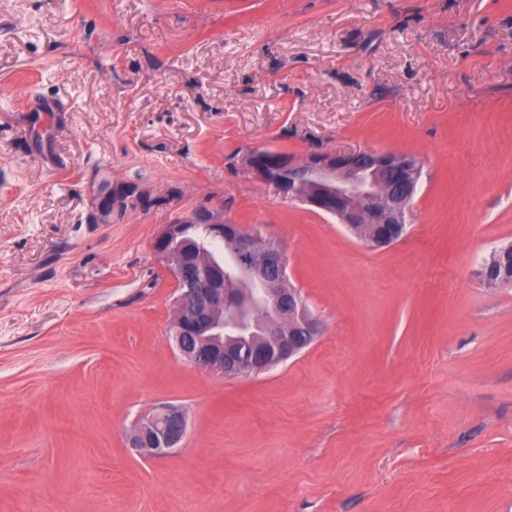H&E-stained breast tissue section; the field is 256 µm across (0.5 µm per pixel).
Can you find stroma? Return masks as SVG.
<instances>
[{
	"mask_svg": "<svg viewBox=\"0 0 512 512\" xmlns=\"http://www.w3.org/2000/svg\"><path fill=\"white\" fill-rule=\"evenodd\" d=\"M317 147L420 161L400 241L243 163ZM200 205L282 246L301 354L179 356L153 242ZM508 242L512 0H0V512H512ZM166 404L186 438L144 456ZM98 193L107 211L115 208L121 211L125 206L130 207L131 202H135L140 207H145L152 202L146 192L134 186H114L110 181H103L99 185ZM497 253L501 260L498 277L495 274L490 273L489 270L484 268L482 265L478 270L479 277L488 287H496L499 284H502L504 279L508 278V274L510 273V266L512 265V244L510 243L499 247L497 249ZM187 416L182 407L164 405L141 417L128 433V443L151 456H169L187 434Z\"/></svg>",
	"mask_w": 512,
	"mask_h": 512,
	"instance_id": "1",
	"label": "stroma"
}]
</instances>
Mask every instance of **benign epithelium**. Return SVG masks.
<instances>
[{"instance_id":"1","label":"benign epithelium","mask_w":512,"mask_h":512,"mask_svg":"<svg viewBox=\"0 0 512 512\" xmlns=\"http://www.w3.org/2000/svg\"><path fill=\"white\" fill-rule=\"evenodd\" d=\"M257 179L335 217L371 248L388 247L405 232L411 203L420 187V163L410 155L377 151L328 152L313 150L298 160L284 152L253 149L244 159ZM104 209L123 210L134 202L151 203L150 196L134 186H114L104 181L98 188ZM199 224L205 234L224 245V254L200 249L203 259L189 264L177 249L186 225ZM258 239L238 224L224 220L217 210L195 208L185 219L163 225L154 240V251L163 260L176 285L172 338L178 353L194 367L222 377H241L265 371L309 347L321 333L299 289H284L287 259L284 251L269 243L257 262L244 257L257 250ZM498 274L482 267L478 275L488 287H496L512 272V244L497 249ZM234 261L236 271L270 295L248 302L262 323L264 345L247 358L224 343V314L241 306L233 288L224 287V259ZM182 407L164 405L141 417L128 433L130 447L151 456H168L187 434Z\"/></svg>"}]
</instances>
